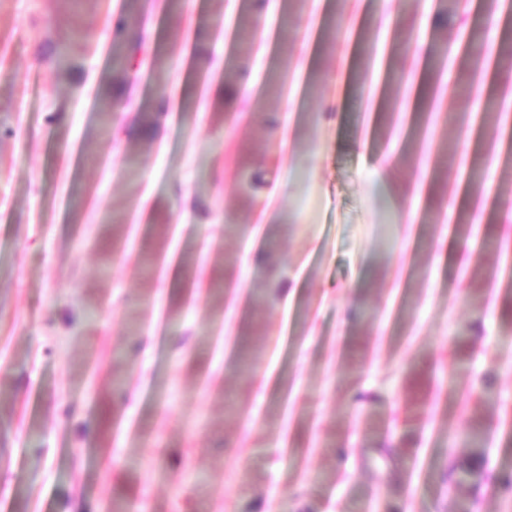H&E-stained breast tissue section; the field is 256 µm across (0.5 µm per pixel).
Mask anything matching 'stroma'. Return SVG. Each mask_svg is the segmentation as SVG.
<instances>
[{
    "label": "stroma",
    "mask_w": 512,
    "mask_h": 512,
    "mask_svg": "<svg viewBox=\"0 0 512 512\" xmlns=\"http://www.w3.org/2000/svg\"><path fill=\"white\" fill-rule=\"evenodd\" d=\"M125 2L0 0V512H512V289L489 276L512 219L484 223L481 256L448 242L435 163L464 151L451 115L476 92L416 106L378 177L361 146L386 151L398 117L340 108L376 0H140L134 63L112 51ZM389 42L395 99L429 50Z\"/></svg>",
    "instance_id": "obj_1"
}]
</instances>
